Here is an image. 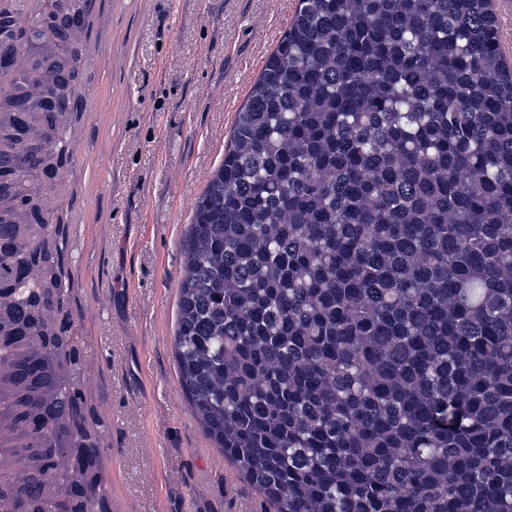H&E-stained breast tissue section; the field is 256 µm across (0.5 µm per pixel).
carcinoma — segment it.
<instances>
[{
    "mask_svg": "<svg viewBox=\"0 0 512 512\" xmlns=\"http://www.w3.org/2000/svg\"><path fill=\"white\" fill-rule=\"evenodd\" d=\"M489 3L298 0L195 205L179 382L274 512H512V67ZM91 65L73 50L61 109ZM32 220L69 319L68 212ZM0 279L34 332L35 283L1 255ZM84 380L77 361L57 416L86 411Z\"/></svg>",
    "mask_w": 512,
    "mask_h": 512,
    "instance_id": "carcinoma-1",
    "label": "carcinoma"
}]
</instances>
